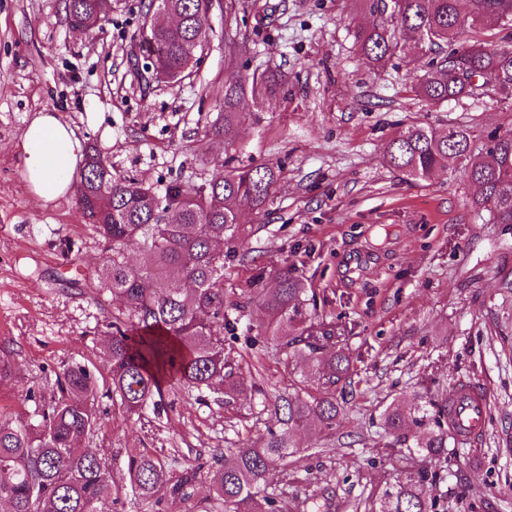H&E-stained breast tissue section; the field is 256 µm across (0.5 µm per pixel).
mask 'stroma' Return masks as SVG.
Returning a JSON list of instances; mask_svg holds the SVG:
<instances>
[{
    "label": "stroma",
    "mask_w": 512,
    "mask_h": 512,
    "mask_svg": "<svg viewBox=\"0 0 512 512\" xmlns=\"http://www.w3.org/2000/svg\"><path fill=\"white\" fill-rule=\"evenodd\" d=\"M148 0H112L94 32L71 29L65 0H0V356L12 364L0 402L30 412L58 393L75 362L98 381L100 425L86 445L111 469L119 492L100 512H224L210 498L211 454L277 428L265 400L318 381L263 332L257 291L276 271L305 282L316 320L335 324L352 360L346 403L331 435L273 469L263 488L290 512H371L395 480L425 468L396 443L382 413L485 387L484 433L452 437L429 483L434 512H512V229L480 220L463 170L402 179L383 162L395 133L426 123L476 133L512 127L494 98L430 104L412 87L420 69L400 57L372 68L352 30L370 18L357 0H217L212 33L188 76L168 85L143 69L140 33ZM249 54L229 60V40ZM276 68L288 93L242 107L232 147L209 128L224 109L226 80ZM56 113L82 145L94 144L115 175L195 189L221 173L225 156L273 165L278 181L263 210L224 260V307L239 320L224 355L245 394H198L166 380L158 408L127 417L106 368L110 296L89 288L102 246L83 224L75 192L34 197L23 176L29 121ZM151 452L169 481L154 497L133 494L127 461ZM184 492L174 495L173 485Z\"/></svg>",
    "instance_id": "obj_1"
}]
</instances>
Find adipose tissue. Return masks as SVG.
I'll use <instances>...</instances> for the list:
<instances>
[{
	"instance_id": "ef3b65f1",
	"label": "adipose tissue",
	"mask_w": 512,
	"mask_h": 512,
	"mask_svg": "<svg viewBox=\"0 0 512 512\" xmlns=\"http://www.w3.org/2000/svg\"><path fill=\"white\" fill-rule=\"evenodd\" d=\"M22 149L24 177L33 195L42 201L65 195L82 152L73 129L55 113H39L24 132Z\"/></svg>"
}]
</instances>
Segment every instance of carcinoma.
I'll use <instances>...</instances> for the list:
<instances>
[{
  "instance_id": "obj_1",
  "label": "carcinoma",
  "mask_w": 512,
  "mask_h": 512,
  "mask_svg": "<svg viewBox=\"0 0 512 512\" xmlns=\"http://www.w3.org/2000/svg\"><path fill=\"white\" fill-rule=\"evenodd\" d=\"M373 17L369 27L353 31L354 46L374 67L395 56H408L407 36L424 50H440L433 70L415 85V93L432 103L495 97L512 106V48L496 47L484 30L512 25V0H358ZM202 0H149L147 13L161 6L179 16L176 27L146 31L151 78L176 82L190 67L208 38V15ZM107 0H65L69 25L95 29ZM449 51H444V47ZM285 75L264 69L224 84V113L211 136L233 143L246 98L258 102L277 97ZM383 162L406 180H427L438 170L464 169L474 187L471 205L488 209L496 224L512 228V128L480 137L466 125L441 133L424 123L394 135ZM277 173L269 165L233 166L196 190L178 185L159 193L149 185L112 173L96 145L88 146L76 205L104 244L97 283L119 301L107 327L112 329L106 363L112 394L131 415H140L160 381L168 377L198 390L221 389L232 398L246 388L224 361V246L240 238L246 207L269 202ZM141 247L144 261L128 265L125 249ZM275 285L263 290L265 334L282 348L305 358L321 379L319 393L275 397L273 412L281 427L253 445L218 448L213 454L210 490L224 512H288V501L275 505L261 494L266 474L304 447L309 426L329 431L342 404L336 385L350 371V358L336 344V326L314 320L305 306L307 288L294 274L275 273ZM60 395L43 401L15 420H0V503L8 512H97L112 497V472L92 452L80 451L98 425L93 373L80 363L69 365L59 381ZM384 427L396 442L407 441V427L419 429L416 448L437 463L448 454V401L429 400L405 406L390 404ZM128 471L138 495L148 499L165 484L163 461L147 452L129 458ZM425 472L409 473L384 492L375 512H433L424 490Z\"/></svg>"
}]
</instances>
